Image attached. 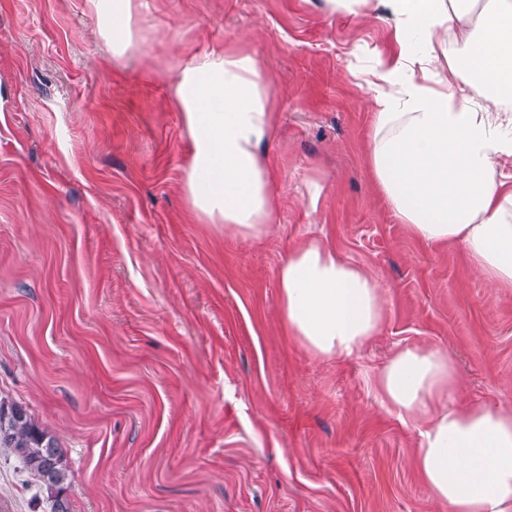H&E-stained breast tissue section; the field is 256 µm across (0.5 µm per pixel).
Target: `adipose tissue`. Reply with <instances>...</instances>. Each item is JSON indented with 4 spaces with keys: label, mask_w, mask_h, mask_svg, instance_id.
<instances>
[{
    "label": "adipose tissue",
    "mask_w": 512,
    "mask_h": 512,
    "mask_svg": "<svg viewBox=\"0 0 512 512\" xmlns=\"http://www.w3.org/2000/svg\"><path fill=\"white\" fill-rule=\"evenodd\" d=\"M401 46L375 71L370 165L399 223L429 245L460 246L487 287L512 288V0H382ZM112 56L142 39L139 0H85ZM451 53L462 86L432 81L423 64ZM175 98L190 137L182 186L203 224L259 240L278 221L264 148L277 115L254 54H185ZM287 329L321 357H349L385 318L377 280L316 238L277 272ZM389 410L418 429L417 469L451 512H512V410L461 402L457 372L437 348L398 350L372 377Z\"/></svg>",
    "instance_id": "1"
}]
</instances>
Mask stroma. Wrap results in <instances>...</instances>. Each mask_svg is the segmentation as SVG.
I'll use <instances>...</instances> for the list:
<instances>
[{"label":"stroma","mask_w":512,"mask_h":512,"mask_svg":"<svg viewBox=\"0 0 512 512\" xmlns=\"http://www.w3.org/2000/svg\"><path fill=\"white\" fill-rule=\"evenodd\" d=\"M140 2V52L116 60L85 0H0V396L55 436L72 512H449L370 377L438 347L461 400L512 408V290L374 188L369 72L397 63L394 24L326 0ZM239 47L278 114L260 240L197 223L182 188L180 55ZM311 235L384 291L358 355L316 356L282 321L278 266ZM35 491L1 455L0 512H49Z\"/></svg>","instance_id":"1"}]
</instances>
